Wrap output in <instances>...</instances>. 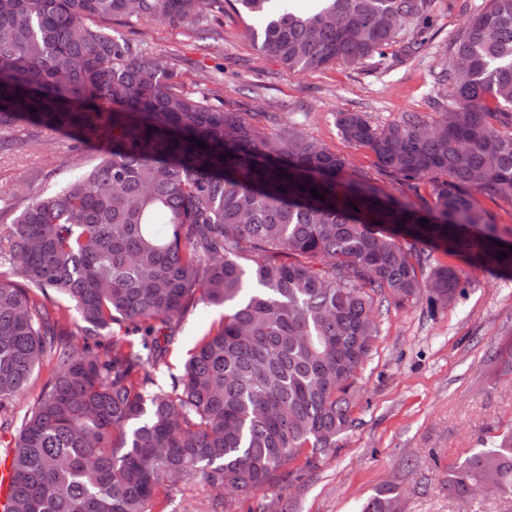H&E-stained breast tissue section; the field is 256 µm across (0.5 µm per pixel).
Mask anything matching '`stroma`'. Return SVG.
I'll use <instances>...</instances> for the list:
<instances>
[{"label":"stroma","instance_id":"obj_1","mask_svg":"<svg viewBox=\"0 0 512 512\" xmlns=\"http://www.w3.org/2000/svg\"><path fill=\"white\" fill-rule=\"evenodd\" d=\"M485 0H440L436 37L420 54L387 69L350 71L331 65L318 71L285 69L260 54L242 21L231 12L208 10L203 26L211 48H200L193 29L143 20L114 21L115 32L146 52L171 59L184 91L241 112H275L281 124L349 161L384 192L400 187L384 176L374 156L342 138L336 115L369 113L385 125L409 113L436 116L434 99L447 95L436 73L448 38L483 10ZM14 149L0 153V232L27 204L31 192L50 193L95 162L96 147L76 151L64 131L19 122L0 131ZM432 263L461 271L467 285L447 305L428 311L424 302L380 309L374 347L357 374L355 425L339 446L314 467L295 461L281 479L229 512H360L386 487H397L401 512H512V497L482 499L448 493V468L483 440L512 429V270L474 263L427 246ZM224 316L220 306L198 304L184 319L160 387L181 376L197 341Z\"/></svg>","mask_w":512,"mask_h":512}]
</instances>
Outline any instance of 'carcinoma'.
<instances>
[{
    "instance_id": "carcinoma-1",
    "label": "carcinoma",
    "mask_w": 512,
    "mask_h": 512,
    "mask_svg": "<svg viewBox=\"0 0 512 512\" xmlns=\"http://www.w3.org/2000/svg\"><path fill=\"white\" fill-rule=\"evenodd\" d=\"M313 2L208 5L257 22L259 52L290 71L389 67L437 18L436 0ZM202 18L201 0H0V129L104 145L0 237V409L52 366L11 441L9 512H155L201 481L247 497L298 458L311 467L354 424L382 301L423 297L433 311L462 288L419 244L512 268V240L477 199L512 201V0H488L452 36L439 118L336 115L405 187L397 196L296 126L272 131L273 112L185 92L165 57L112 33L115 19ZM423 182L430 203L413 198ZM197 301L224 306V321L157 387ZM480 487L512 496V431L448 468V494ZM398 502L389 487L362 512Z\"/></svg>"
}]
</instances>
